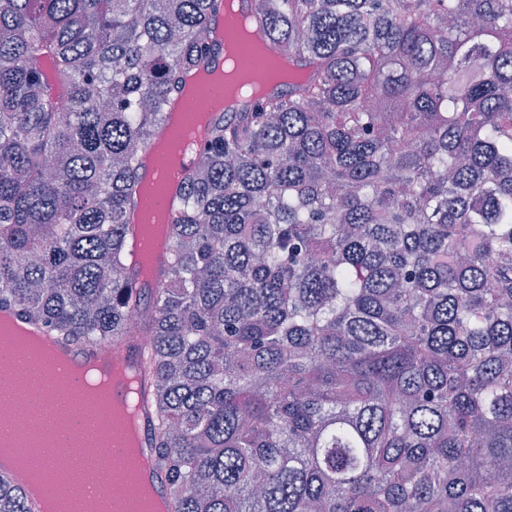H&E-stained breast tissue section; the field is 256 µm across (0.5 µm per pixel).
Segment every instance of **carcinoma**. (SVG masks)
Masks as SVG:
<instances>
[{
    "label": "carcinoma",
    "instance_id": "obj_1",
    "mask_svg": "<svg viewBox=\"0 0 512 512\" xmlns=\"http://www.w3.org/2000/svg\"><path fill=\"white\" fill-rule=\"evenodd\" d=\"M220 6L0 0V305L149 337L173 512H512V0H253L305 76L211 122L132 300L142 156Z\"/></svg>",
    "mask_w": 512,
    "mask_h": 512
}]
</instances>
